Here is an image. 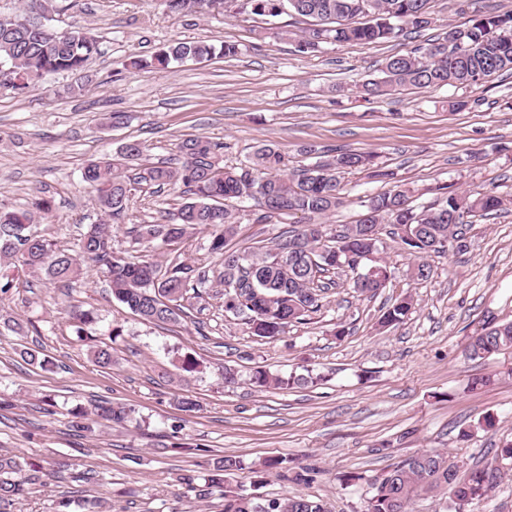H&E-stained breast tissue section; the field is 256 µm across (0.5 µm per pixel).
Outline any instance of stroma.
I'll return each instance as SVG.
<instances>
[{
    "instance_id": "stroma-1",
    "label": "stroma",
    "mask_w": 512,
    "mask_h": 512,
    "mask_svg": "<svg viewBox=\"0 0 512 512\" xmlns=\"http://www.w3.org/2000/svg\"><path fill=\"white\" fill-rule=\"evenodd\" d=\"M430 10L433 24L406 40L333 43L310 56L298 53L293 39L306 19L255 16L240 0L204 15L169 13L162 0H53L52 26L84 27L99 41V55L87 64L93 81L70 94L66 88L76 77L65 73L27 95L0 93V207L20 206L39 193L52 197L53 212L32 229L77 253L80 232L107 220L82 180L84 167L128 140L145 142L148 159L163 157L189 135L223 144L227 165L244 163L263 143L279 144L292 169L306 164L301 149L308 145L373 151L419 208L436 203L441 185L510 197L511 74L468 87L363 92L388 57L443 36L449 24L512 14V0H430ZM285 30L291 38H282ZM173 41L234 43L239 53L166 69L129 68L130 59L150 57ZM458 100L466 108L453 109ZM112 112L130 114V123L109 127ZM342 186L344 203L327 218L335 225L354 223L361 200L385 188L360 171L344 174ZM180 202L178 190L138 186L124 223L112 227L116 254L164 267H216L204 232L154 248L131 237L134 225L159 223L162 211ZM260 213L257 201L241 204L229 248L266 244L296 224L292 217L263 222ZM468 237L466 254L428 256L433 275L425 281L411 278L413 257L388 242L386 288L372 297L334 289L309 323L271 339L249 334L214 297L179 323H144L113 299L93 265L69 288L26 270L15 273L9 291L0 293V401L6 404L0 453L61 473L30 490L20 512H56L60 498L94 496L103 500V512H221L222 499L197 500L182 478L203 474L225 454L255 465L284 458L292 471L315 472L306 484L269 474L260 495L298 490L321 499L327 512H362L368 480L419 450L447 454L463 475L495 468L490 490L466 512H512V463L496 456L512 441V349L485 359L468 352L482 327L512 322V207L474 218ZM405 294L416 301L413 312L380 328L382 313ZM70 305L97 311V334H77ZM9 319L20 321L23 333L8 330ZM338 322L345 336H333ZM113 323L124 332L103 369L90 348ZM27 348L48 357L51 369L28 364L21 356ZM184 356L197 361L194 372L179 369ZM228 368L235 382H225ZM257 369L308 382L257 388L249 382ZM476 377L487 383L470 389ZM182 395L199 410L181 411ZM101 401L134 408L133 420L94 418L90 430L71 427L69 409L89 411ZM487 413L496 418L489 431L478 425ZM464 428L470 436L463 441ZM345 473L360 479L342 486Z\"/></svg>"
}]
</instances>
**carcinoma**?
Listing matches in <instances>:
<instances>
[{"instance_id": "cac0c4a2", "label": "carcinoma", "mask_w": 512, "mask_h": 512, "mask_svg": "<svg viewBox=\"0 0 512 512\" xmlns=\"http://www.w3.org/2000/svg\"><path fill=\"white\" fill-rule=\"evenodd\" d=\"M211 0H165L176 14L203 13ZM311 20L301 30L298 51L314 54L325 43H370L398 39L408 29L432 25L429 0H247V9L257 16L277 17L280 8ZM52 0H24L19 13L0 15V64L9 70V91L23 94L39 86L50 74L83 73L88 61L99 52L98 40L82 28L59 31L49 25ZM238 46L205 42L176 41L150 58H134V68L162 67L185 60H207L213 56L234 57ZM512 72V14L483 15L460 27L448 25L442 40L417 45L386 59L384 77L368 82V95L403 88L470 86L499 72ZM224 146L205 136H191L176 143L177 162L166 160L140 168L139 175L126 168L148 151L139 141H127L110 157L89 163L83 181L97 195L104 213L119 224L125 216L131 192L146 182L159 188L182 185L190 197L180 204L171 220L140 224L138 243H173L193 230L207 232L211 253L220 257V267L196 270L178 263L164 270L149 261H132L115 255L112 234L104 224H92L81 235L79 256L53 248L45 238L31 234L35 219L53 211V200L37 196L23 207L0 210V265L19 264L50 282L75 283L84 276L83 262L92 261L109 274L112 297L142 320L155 325L174 324L184 314V302L199 298L207 290L224 299V312L245 321L248 332L258 338H273L288 325L304 323L321 311L326 292L336 286L334 276L351 273L348 285L360 295H375L390 278L380 254L386 243L382 226L400 240L416 258L412 276L426 280L431 266L425 258L432 253L464 254L470 241L464 226L472 217H488L504 210V198L492 191H458L438 187L440 200L423 209L411 205V192L392 188L361 201L366 219L343 224L340 229L324 222L342 203L341 179L346 173L363 170L380 182L393 173L377 163L373 152L341 149L319 150L305 146L301 153L317 155L315 163L300 170L284 169L279 146L261 144L247 163L220 165ZM259 198L260 219L300 214L307 218L300 227L284 232L272 245L229 250L236 234V204ZM415 308L406 295L389 307L379 319L382 328L395 326ZM68 314L78 332H96L100 322L93 309L70 307ZM512 348V322L482 329L469 345L472 358H486ZM252 384L265 387L301 385L305 377L271 376L256 370ZM96 416L122 423L130 420L132 409L103 401ZM287 460H273L251 467L235 455L214 459L201 481L188 476L186 486L195 498L224 499V512H326L322 501L297 492L281 498L228 494L227 478L239 472L250 474L258 489L271 469H285ZM46 474L18 455L0 456V512H17V504L35 486L46 485ZM493 472L474 468L461 478L456 466L439 452L417 451L370 483L364 512H412L415 499L446 496L454 512L484 496Z\"/></svg>"}]
</instances>
